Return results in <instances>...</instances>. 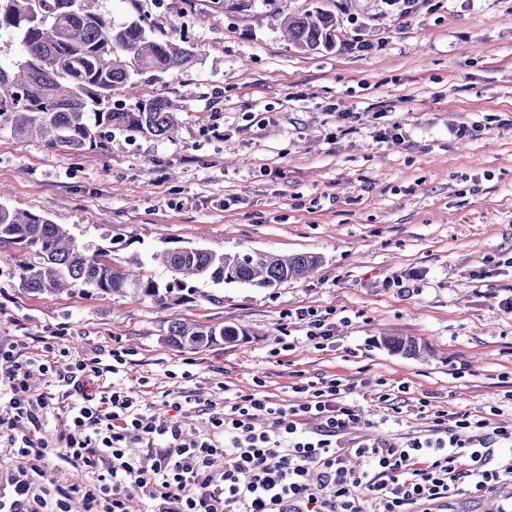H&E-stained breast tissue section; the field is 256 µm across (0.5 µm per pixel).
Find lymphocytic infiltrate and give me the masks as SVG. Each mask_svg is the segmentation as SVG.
Wrapping results in <instances>:
<instances>
[{
    "label": "lymphocytic infiltrate",
    "mask_w": 512,
    "mask_h": 512,
    "mask_svg": "<svg viewBox=\"0 0 512 512\" xmlns=\"http://www.w3.org/2000/svg\"><path fill=\"white\" fill-rule=\"evenodd\" d=\"M0 377L11 397L0 427H39L52 393L30 396L29 379L46 372L36 360H16ZM362 412L345 401L338 380L309 386L305 400L291 406L257 391H242L213 416V435L187 438L180 425L151 414L144 401L122 391L84 395L73 404L60 437L69 458L91 474L93 485L59 490L60 499L83 494L87 502L104 500L103 512H133L135 494L157 501V512H416L417 506L448 498L468 480L473 493L512 483V460L488 465L491 443L512 445V428L490 427L470 414H435L445 428L438 438L413 437L405 445L363 439L347 446L344 436ZM319 419L317 430L304 423ZM153 449L154 463L143 468L130 456V443ZM28 456L36 443L30 432L16 441ZM366 467L348 469V454ZM228 456L232 464L215 470ZM364 495H357V488Z\"/></svg>",
    "instance_id": "f902f5d3"
}]
</instances>
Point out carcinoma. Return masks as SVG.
Wrapping results in <instances>:
<instances>
[{"instance_id":"cac0c4a2","label":"carcinoma","mask_w":512,"mask_h":512,"mask_svg":"<svg viewBox=\"0 0 512 512\" xmlns=\"http://www.w3.org/2000/svg\"><path fill=\"white\" fill-rule=\"evenodd\" d=\"M95 2L0 0V33L11 34L19 45L16 59L0 63V131L73 154L104 146V128L173 138L178 120L170 100L156 98L128 108L112 95L133 75L158 79L190 68L200 52L182 35L156 34L143 15L115 24L94 10ZM273 20L300 51L336 47L340 20L330 9L316 6L292 13L284 5L273 12ZM14 246L35 257L19 265V287L47 296L83 286L102 295L157 299L164 290L186 286L188 278L275 288L308 277L320 264L312 253L281 257L261 251L216 254L189 246L168 248L152 255L169 273L170 280L162 284L119 266L112 248L90 253L64 225L0 203V249ZM247 335L242 327L182 322L168 330L171 344L183 350L205 348L219 337L234 343ZM384 345L406 355L420 354L412 338L387 337Z\"/></svg>"}]
</instances>
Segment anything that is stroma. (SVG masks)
I'll list each match as a JSON object with an SVG mask.
<instances>
[{"instance_id": "stroma-1", "label": "stroma", "mask_w": 512, "mask_h": 512, "mask_svg": "<svg viewBox=\"0 0 512 512\" xmlns=\"http://www.w3.org/2000/svg\"><path fill=\"white\" fill-rule=\"evenodd\" d=\"M325 5L345 35L309 54L283 40L266 0L245 16L214 0H96L113 22L142 14L202 48L190 69L138 77L133 94L115 96L175 102L177 138L115 129L105 150L73 156L0 132L5 203L90 247L115 246L135 272L167 281L150 255L182 246L321 258L275 288L201 281L135 302L84 287L25 293L16 270L32 253L1 249L0 344L45 363L30 393L56 400L41 420L52 447L42 459L14 455L0 430V501L16 499L21 470L51 503L88 482L55 451L80 400L58 379L115 350L118 373L87 392L122 389L190 437L209 433L211 412L239 391L298 404L301 387L330 379L364 411L352 439L436 438L439 410L512 427V0H413L404 13L389 0ZM396 122L404 141H379ZM301 309L323 320V346ZM176 321L249 334L181 351L167 341ZM385 336L429 354L389 350Z\"/></svg>"}]
</instances>
